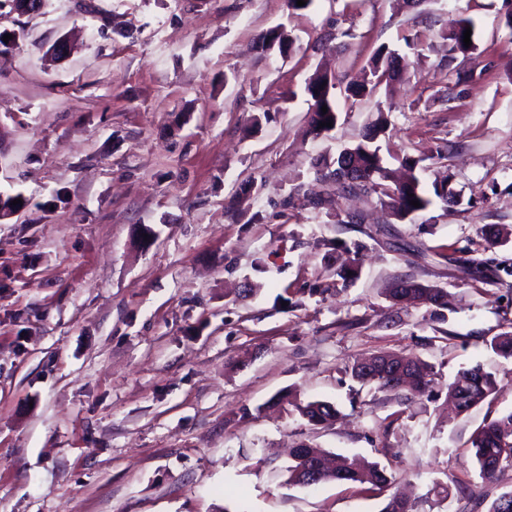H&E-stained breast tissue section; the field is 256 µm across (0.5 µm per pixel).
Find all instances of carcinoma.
Listing matches in <instances>:
<instances>
[{"mask_svg": "<svg viewBox=\"0 0 512 512\" xmlns=\"http://www.w3.org/2000/svg\"><path fill=\"white\" fill-rule=\"evenodd\" d=\"M474 27L469 18L460 17L454 20L443 37L448 40L450 51L472 54L477 50L476 44L464 45L463 36L466 28ZM397 56L395 51L388 48L378 50L368 65L366 79L358 84L346 87L347 99L355 105L365 98L375 95L378 89L394 80L398 67L394 66ZM335 84L325 75H315L311 78L308 91L314 98V108L310 116V129L314 133L327 130L319 127L321 122H337L334 98L331 89ZM327 106V112H322V106ZM387 122L383 110H377V119L366 127L360 139L352 146L345 148L342 154L349 156L350 162L358 172L357 181L342 182L337 178L336 171L330 169V163L322 161L317 166L326 169L322 174L325 184H336V197L351 194H361L368 199H376V204L387 211L388 215L397 221H404L410 215L422 212L432 205V199L426 195L421 181L412 177L407 181L394 179L387 167L384 166L380 155L378 140L385 135ZM417 200L420 207L410 205L411 200ZM412 304L429 303L439 307H448V294L442 290L432 291L429 288H417L409 299ZM488 345L500 356L512 358V331H505L488 341ZM414 362L410 371L411 382L401 385L392 378L380 373L366 375L361 364L357 363L350 369V377L359 383H373L383 392H388L394 398L403 400L416 393L426 391L431 383L428 366L415 354L408 355ZM496 376L477 365L458 371L452 382L448 384V399L457 401L460 413H467L474 407L491 401L496 391ZM300 415L313 425L323 424L338 414L335 407L324 401H310L298 405ZM472 459L479 477L484 482L494 479L496 473L504 467H512V412L501 417L486 421L475 432L472 441ZM334 468L320 477L306 474L305 462L301 459L298 449H293L291 462L286 468L288 482L313 486L330 481L350 482L359 485H369L371 489L384 492L392 484V479L386 474V469L377 463L360 464L354 459L343 455L333 460Z\"/></svg>", "mask_w": 512, "mask_h": 512, "instance_id": "obj_1", "label": "carcinoma"}]
</instances>
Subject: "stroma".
<instances>
[{"mask_svg": "<svg viewBox=\"0 0 512 512\" xmlns=\"http://www.w3.org/2000/svg\"><path fill=\"white\" fill-rule=\"evenodd\" d=\"M507 0H46L0 15V512H381L359 485H290L307 444L384 466L416 512L493 501L471 463L485 419L512 412V29ZM472 19L477 54L442 33ZM285 28L291 53L263 44ZM352 37H344V30ZM73 49L47 51L60 38ZM391 98L345 87L380 47ZM472 81L449 88L453 70ZM338 120L309 131L315 72ZM386 167L446 168L455 205L405 221L349 198L313 203L377 114ZM443 149L444 165L433 161ZM487 260L470 272L464 253ZM409 277L448 305L388 296ZM414 354L429 389L397 400L347 370ZM494 399L449 412L464 367ZM333 404L312 425L297 403ZM450 490L449 497L438 487Z\"/></svg>", "mask_w": 512, "mask_h": 512, "instance_id": "obj_1", "label": "stroma"}]
</instances>
